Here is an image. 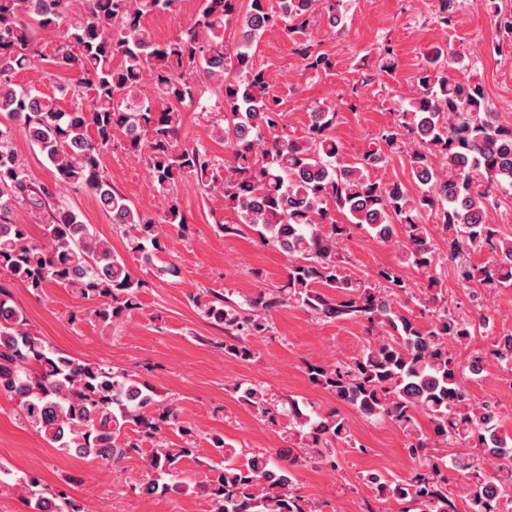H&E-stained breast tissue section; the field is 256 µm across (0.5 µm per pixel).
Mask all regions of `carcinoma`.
Listing matches in <instances>:
<instances>
[{"mask_svg": "<svg viewBox=\"0 0 512 512\" xmlns=\"http://www.w3.org/2000/svg\"><path fill=\"white\" fill-rule=\"evenodd\" d=\"M179 2L87 0L85 11L72 15L68 0H0V114L10 120L0 127V272L35 294L55 284L96 300L93 314L102 322L135 308L143 287L125 259L77 211L62 204L50 209L56 193L34 184L12 147L19 130L55 170V187L94 196L111 223L123 229L127 252L146 267L164 249V227L186 229L176 182L193 177L204 190L220 194L240 224L289 258L278 294H258L248 310L221 298L203 306L204 317L224 325L235 342L268 331L256 309L266 312L290 301L321 320L366 324L379 340L349 363L315 364L308 373L337 401L367 418L388 420L408 436V455L420 468L408 479L369 475L377 496L407 502L416 512H459L447 476L438 463L428 462L426 450L460 445L466 451L451 456L450 469L464 478L467 512H503L504 503L512 501V440L486 423L494 401L471 402L462 389L465 367L448 351V343L468 342L475 326L489 321L445 310L422 324L401 303L399 293L407 287L395 270L383 268L374 281L354 282L343 274L345 258L337 247L354 229L390 242L398 225L406 258L433 287L440 254L423 220L429 212L447 234L448 262L460 285L511 288L512 239L502 237L490 218L502 198L512 197V125L492 110L482 83L451 75L466 53L440 52L418 71L410 94L400 99L395 122L375 138V148L349 160L334 134L336 105L315 106L304 136H291L281 125L280 101L251 54V42L278 24L290 35H303L321 18L342 32L341 0H279L276 10L269 9L268 0H249L243 14L239 0H204L177 37L155 40L141 16ZM458 2L437 0L438 24L452 25ZM480 4L502 33L512 35V12L502 11L496 0ZM234 19L240 42L230 50L224 29ZM37 28L64 29L52 64L73 79L58 87L57 97L13 80L41 55ZM293 45L305 69L315 74L331 69L330 56L316 44L300 38ZM374 63L362 82L394 69V48L382 44ZM209 90L218 94L224 112L222 158L199 144H178L181 112L174 104H194L204 112ZM158 99L166 106L157 107ZM118 132L125 149L144 155L152 184L169 196L162 213L138 211L104 173L102 158ZM392 153L407 155L422 187L418 196L399 182L371 177ZM19 205L49 215L44 241H34L28 226L14 221ZM338 213L346 222L336 220ZM483 252L490 260L479 265L474 256ZM490 356L511 370L512 342L499 336ZM0 393L18 401L23 420L50 445L83 458L114 463L138 449L125 439L126 431L155 439L170 429L180 443L160 442L148 458L149 470L174 480L163 484L165 489L180 487L181 464L196 451L192 430L172 404L157 399L153 387L46 347L1 286ZM243 400L264 418L279 414L295 421L300 451L308 456L323 458L328 442L350 438L348 419L334 410L313 417L293 399L271 404L257 388L246 389ZM418 412L429 417L431 435L418 428ZM213 449L217 459L199 488L214 512H308L295 492L293 471L270 453L255 452L241 462L220 437ZM489 482L501 487L499 498L484 493ZM24 491L34 512H83L72 500L43 496L31 483Z\"/></svg>", "mask_w": 512, "mask_h": 512, "instance_id": "cac0c4a2", "label": "carcinoma"}]
</instances>
